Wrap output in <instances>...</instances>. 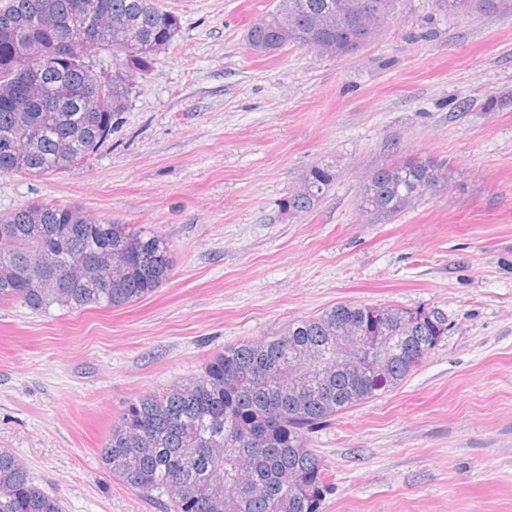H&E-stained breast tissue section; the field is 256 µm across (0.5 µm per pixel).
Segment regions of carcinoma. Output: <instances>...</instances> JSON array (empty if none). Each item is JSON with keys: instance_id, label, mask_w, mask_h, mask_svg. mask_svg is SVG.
Here are the masks:
<instances>
[{"instance_id": "obj_1", "label": "carcinoma", "mask_w": 512, "mask_h": 512, "mask_svg": "<svg viewBox=\"0 0 512 512\" xmlns=\"http://www.w3.org/2000/svg\"><path fill=\"white\" fill-rule=\"evenodd\" d=\"M74 0H0V140L16 135L15 154L0 149V176L65 172L111 139L124 111L131 76L150 65L155 47L170 45L179 17L157 0H85L96 35L66 43L59 22ZM337 0H278L254 23L247 48L285 47L282 28L311 19ZM376 34L391 17L384 0H360ZM449 14L512 12V0H435ZM98 50L124 56V71L106 70L105 106L87 107ZM43 67L41 84L21 96L18 69ZM56 110L48 116L46 104ZM336 177L322 161L288 197L305 212ZM434 160L404 157L378 166L364 183L359 209L393 217L424 188L449 184ZM174 260L159 234L95 219L77 205L20 206L0 215V304L34 312L118 308L151 295L172 275ZM448 333L438 310L340 302L296 318L278 334L224 347L188 382L128 401L112 422L101 461L121 484L167 498L169 512H321L328 494L324 461L310 447L313 430L399 386ZM0 512H64L61 501L0 448Z\"/></svg>"}]
</instances>
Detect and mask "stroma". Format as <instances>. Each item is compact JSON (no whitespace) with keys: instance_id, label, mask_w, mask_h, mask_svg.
I'll return each mask as SVG.
<instances>
[{"instance_id":"obj_1","label":"stroma","mask_w":512,"mask_h":512,"mask_svg":"<svg viewBox=\"0 0 512 512\" xmlns=\"http://www.w3.org/2000/svg\"><path fill=\"white\" fill-rule=\"evenodd\" d=\"M180 19L89 164L0 176V214L76 204L170 242L173 276L118 309L0 306V448L66 512H166L103 448L126 401L224 347L339 302L439 309L448 334L399 386L312 435L322 512H512V14L400 12L355 53L248 49L275 0H159ZM454 178L392 218L360 211L377 165ZM328 161L304 213L283 203Z\"/></svg>"}]
</instances>
